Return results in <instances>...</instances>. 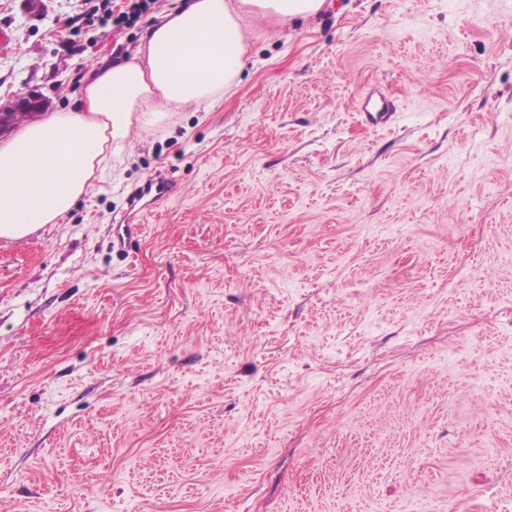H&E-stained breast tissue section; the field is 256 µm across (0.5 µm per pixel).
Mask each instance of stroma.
I'll return each mask as SVG.
<instances>
[{"instance_id": "obj_1", "label": "stroma", "mask_w": 512, "mask_h": 512, "mask_svg": "<svg viewBox=\"0 0 512 512\" xmlns=\"http://www.w3.org/2000/svg\"><path fill=\"white\" fill-rule=\"evenodd\" d=\"M41 2L0 0V103L53 112L178 5ZM249 54L0 239V512H512V0H327Z\"/></svg>"}]
</instances>
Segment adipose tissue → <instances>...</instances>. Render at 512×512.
Returning a JSON list of instances; mask_svg holds the SVG:
<instances>
[{"label":"adipose tissue","mask_w":512,"mask_h":512,"mask_svg":"<svg viewBox=\"0 0 512 512\" xmlns=\"http://www.w3.org/2000/svg\"><path fill=\"white\" fill-rule=\"evenodd\" d=\"M326 0H182L131 55L94 65L75 107L0 144V239L59 224L120 159L131 129L155 132L180 112L235 93L256 27L322 16Z\"/></svg>","instance_id":"obj_1"}]
</instances>
